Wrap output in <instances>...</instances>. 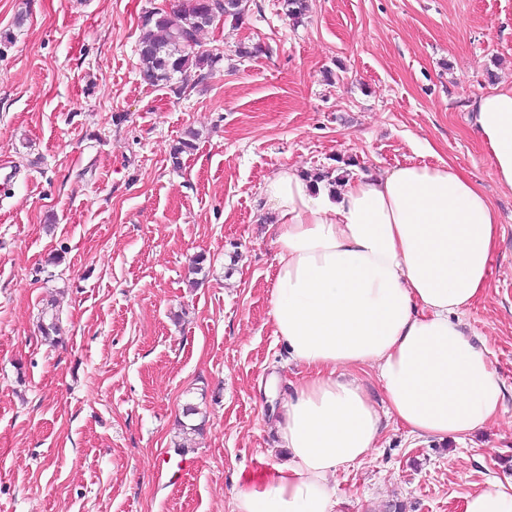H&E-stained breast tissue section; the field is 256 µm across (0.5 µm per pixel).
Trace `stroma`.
I'll use <instances>...</instances> for the list:
<instances>
[{"label": "stroma", "mask_w": 512, "mask_h": 512, "mask_svg": "<svg viewBox=\"0 0 512 512\" xmlns=\"http://www.w3.org/2000/svg\"><path fill=\"white\" fill-rule=\"evenodd\" d=\"M174 5L0 0V512H231L282 462L269 420L303 369L273 334L259 198L283 168L341 159L351 175L445 161L495 206L489 286L462 324L505 398L464 445L384 416L333 512H464L512 482V192L472 109L512 84V0H307L296 21L242 0L238 24L201 33L221 60L180 94L138 56L145 12Z\"/></svg>", "instance_id": "stroma-1"}]
</instances>
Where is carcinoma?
Returning <instances> with one entry per match:
<instances>
[{
	"label": "carcinoma",
	"instance_id": "obj_1",
	"mask_svg": "<svg viewBox=\"0 0 512 512\" xmlns=\"http://www.w3.org/2000/svg\"><path fill=\"white\" fill-rule=\"evenodd\" d=\"M242 15L240 0H224L223 11L213 7V0H182L171 12L154 11L142 21L139 60L144 80L167 85L190 67L213 68L220 57L202 49L198 39L206 28L231 22L238 24ZM41 329L45 337L59 330L58 314L42 311Z\"/></svg>",
	"mask_w": 512,
	"mask_h": 512
}]
</instances>
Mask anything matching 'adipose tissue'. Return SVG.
<instances>
[{
  "label": "adipose tissue",
  "instance_id": "adipose-tissue-1",
  "mask_svg": "<svg viewBox=\"0 0 512 512\" xmlns=\"http://www.w3.org/2000/svg\"><path fill=\"white\" fill-rule=\"evenodd\" d=\"M473 109L496 179L512 190V87ZM261 196L276 247L274 334L307 374L273 422L286 460L241 485L232 512H332L331 478L379 442L381 412L352 377L365 366L410 437L462 444L497 418L503 384L461 328L489 284L498 234L476 183L445 162L339 188L285 168Z\"/></svg>",
  "mask_w": 512,
  "mask_h": 512
}]
</instances>
